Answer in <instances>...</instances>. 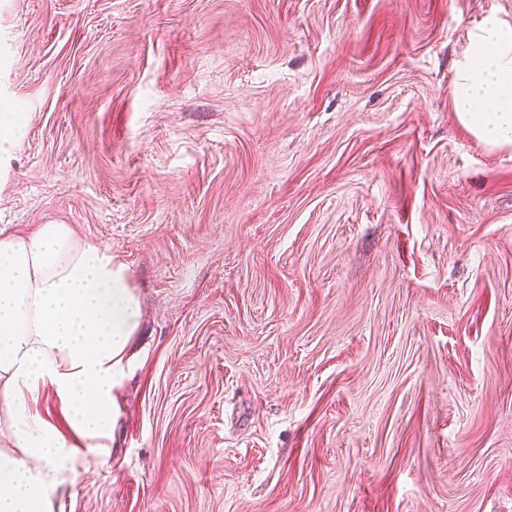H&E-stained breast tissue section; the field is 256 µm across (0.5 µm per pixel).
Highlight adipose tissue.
<instances>
[{"instance_id": "ef3b65f1", "label": "adipose tissue", "mask_w": 512, "mask_h": 512, "mask_svg": "<svg viewBox=\"0 0 512 512\" xmlns=\"http://www.w3.org/2000/svg\"><path fill=\"white\" fill-rule=\"evenodd\" d=\"M452 100L476 138L512 152V23L490 14L469 32ZM141 311L126 265L71 225L0 229V512H55L80 448L105 456ZM46 390L67 432L35 410Z\"/></svg>"}]
</instances>
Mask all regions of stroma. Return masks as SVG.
<instances>
[{"mask_svg": "<svg viewBox=\"0 0 512 512\" xmlns=\"http://www.w3.org/2000/svg\"><path fill=\"white\" fill-rule=\"evenodd\" d=\"M512 0H0V227L127 265L141 353L56 512H512ZM452 100L458 120L476 138L512 152V23L489 14L469 32ZM24 124L21 121L20 114L17 112L0 113V156L8 153L16 145L22 135ZM2 131L7 136H2Z\"/></svg>", "mask_w": 512, "mask_h": 512, "instance_id": "stroma-1", "label": "stroma"}]
</instances>
